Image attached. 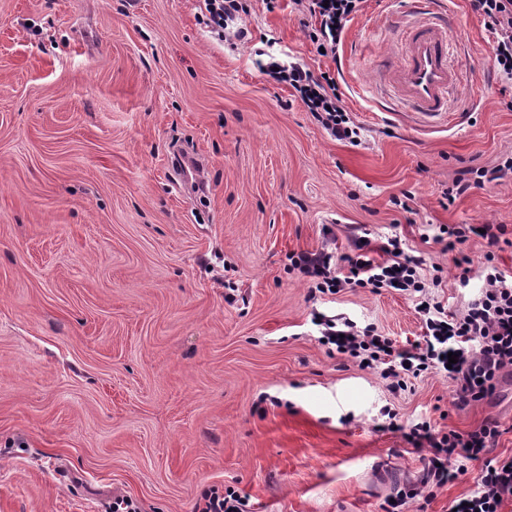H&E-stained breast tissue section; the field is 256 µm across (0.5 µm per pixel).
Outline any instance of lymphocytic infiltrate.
Wrapping results in <instances>:
<instances>
[{"instance_id": "lymphocytic-infiltrate-1", "label": "lymphocytic infiltrate", "mask_w": 512, "mask_h": 512, "mask_svg": "<svg viewBox=\"0 0 512 512\" xmlns=\"http://www.w3.org/2000/svg\"><path fill=\"white\" fill-rule=\"evenodd\" d=\"M301 26L307 28L316 47L335 57L346 26L362 8L363 0H292ZM472 11L483 18L491 37L490 57L501 78L512 80V0H469ZM248 0H198L197 20L217 39H224L230 22L248 13ZM263 71L293 89L307 111L340 141L356 143L357 127L342 104L335 77L314 74L298 64L272 60ZM447 250L466 243L472 236L485 240L483 283L467 304L451 311L429 294L439 286V276L424 278L421 257L406 252L397 237L379 247L382 260L368 254L365 242H356L357 252L338 265L332 252L290 253L292 269L312 279V293L335 295L348 288L372 291L396 289L415 301L423 323L420 340L398 346L375 324L358 327L347 318H319L320 342L355 365L379 372L392 394L408 388L410 379L434 373L448 379L454 388L457 409L491 396L505 372L512 370V275L495 262L494 250L502 228L496 224H452L444 229ZM501 435L497 419H485L470 431L444 432L424 420L404 433L414 448L424 450L425 467L419 485L401 490L389 502L391 512H404L406 504L423 490L440 489L467 473L469 462H481L476 487L452 501L448 512H501L512 500V455L501 457L494 450Z\"/></svg>"}]
</instances>
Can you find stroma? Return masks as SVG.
<instances>
[{"label": "stroma", "mask_w": 512, "mask_h": 512, "mask_svg": "<svg viewBox=\"0 0 512 512\" xmlns=\"http://www.w3.org/2000/svg\"><path fill=\"white\" fill-rule=\"evenodd\" d=\"M442 2L467 77L450 122L428 126L370 67L395 60L407 0H366L333 59L263 0L238 21L245 42L214 38L196 0H0V512H107L118 496L193 512L213 485L251 512H387L423 467L392 411L445 431L498 419L512 455V373L464 410L435 374L392 395L330 353L314 317L405 346L423 334L414 301L313 300L288 269L292 252L397 236L425 276L442 268L433 293L455 310L482 285L486 243L463 245L461 287L440 225L500 224L512 274V176L444 197L512 154V84L482 67L468 0ZM262 52L332 73L360 145L262 74ZM177 152L197 168L177 170ZM480 469L409 512H448Z\"/></svg>", "instance_id": "35a3bbf8"}]
</instances>
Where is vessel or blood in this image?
Wrapping results in <instances>:
<instances>
[{
	"label": "vessel or blood",
	"instance_id": "b4317fda",
	"mask_svg": "<svg viewBox=\"0 0 512 512\" xmlns=\"http://www.w3.org/2000/svg\"><path fill=\"white\" fill-rule=\"evenodd\" d=\"M417 22L401 37L396 63L380 76L397 98L428 125L448 119V97L462 84L463 70L451 59L453 39L435 0H410Z\"/></svg>",
	"mask_w": 512,
	"mask_h": 512
}]
</instances>
